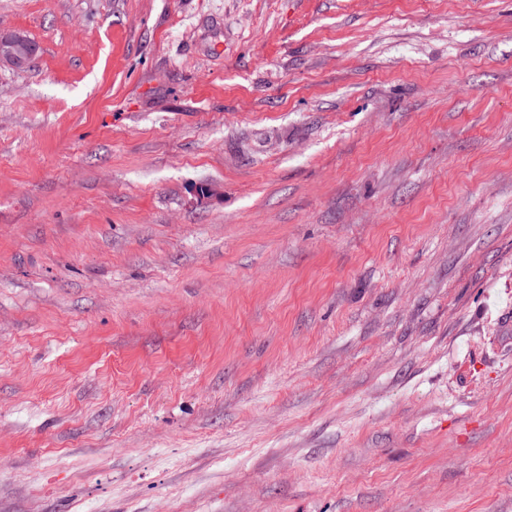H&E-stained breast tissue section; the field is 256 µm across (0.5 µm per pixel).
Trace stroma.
Here are the masks:
<instances>
[{
  "label": "stroma",
  "mask_w": 512,
  "mask_h": 512,
  "mask_svg": "<svg viewBox=\"0 0 512 512\" xmlns=\"http://www.w3.org/2000/svg\"><path fill=\"white\" fill-rule=\"evenodd\" d=\"M0 512H512V0H0ZM37 46L26 35L14 33L0 35V62H6L16 68H25L35 55Z\"/></svg>",
  "instance_id": "obj_1"
}]
</instances>
